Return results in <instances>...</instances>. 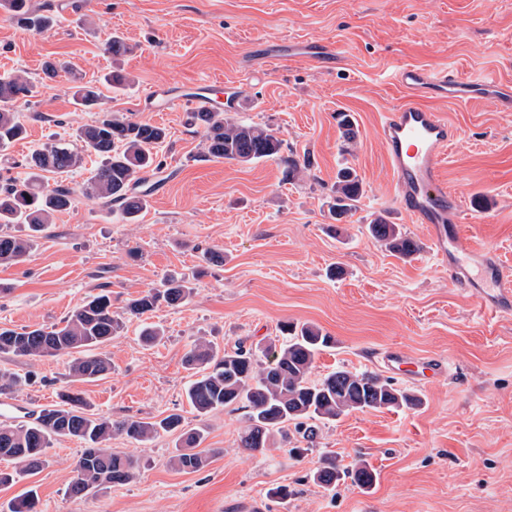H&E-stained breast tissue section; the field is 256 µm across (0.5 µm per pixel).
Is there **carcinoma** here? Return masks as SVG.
<instances>
[{"label": "carcinoma", "mask_w": 512, "mask_h": 512, "mask_svg": "<svg viewBox=\"0 0 512 512\" xmlns=\"http://www.w3.org/2000/svg\"><path fill=\"white\" fill-rule=\"evenodd\" d=\"M9 10L19 22L36 32L54 24L50 15H31L26 0H7ZM33 85L21 74L0 78V147L24 137L25 126L16 111L17 103L32 96ZM76 105L98 110L91 124L77 132L78 147L66 143L47 144L31 152L24 160L25 177L9 179L0 185V264H18L30 254L35 234L51 223L54 214L73 203L75 191L50 176L81 169L85 154L98 158L81 192L105 205H119L123 219L135 220L146 208L145 195L136 188L146 174L158 173L154 149L166 140V129L134 121L102 107L99 92L80 85L73 93ZM188 122L206 132L207 152L216 159L250 164L277 160L285 167V178L295 180L309 166L308 158L282 154L284 141L273 128L262 124H244L220 111L200 109L188 113ZM338 125L347 142L356 140L358 131L351 115L338 113ZM365 194L364 183L356 169L342 166L336 173L329 200V212L336 220L351 214ZM12 224L28 225L32 234L23 238L9 232ZM368 233L383 243L394 256L407 260L420 252L419 243L379 215L367 225ZM193 293L189 280L169 277L163 287L153 288L134 299L130 314L141 318L166 303L176 305ZM124 329L123 318L112 311L110 296L101 293L74 309L63 325L50 328L0 329V354L15 357H53L69 355L70 376L76 381L99 378L111 369L104 347ZM283 339H270L262 346L248 348L235 344L218 355L211 342L197 341L184 362L194 371L186 396L197 415L206 417L218 409L232 406L244 411L240 447L250 453L265 454L276 445V437L288 441V427L314 445L319 425L332 422L351 412L415 409L422 398L393 386L390 381L368 372L338 368L313 381L310 375L317 356L333 347L334 339L313 324L284 325ZM206 429L185 428L181 415L172 413L159 420L128 417L113 420L99 415L80 393L64 389L57 401L40 410L33 422L0 425V457L20 464L12 473L0 471V485L11 484L43 464L46 450L59 438H74L85 444L68 486L73 497H84L105 485H121L133 478L138 462L112 450V437L144 444L162 435H176V452L170 458L172 468L199 471L207 458L197 451ZM351 479L359 488H369L376 474L361 461L351 469H342L333 456L325 455L313 471L312 479L333 490L340 481ZM38 496L29 490L15 498L9 512H38Z\"/></svg>", "instance_id": "cac0c4a2"}]
</instances>
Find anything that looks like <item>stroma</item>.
<instances>
[{"mask_svg": "<svg viewBox=\"0 0 512 512\" xmlns=\"http://www.w3.org/2000/svg\"><path fill=\"white\" fill-rule=\"evenodd\" d=\"M53 16L36 33L0 5V75L20 73L35 86L17 111L25 139L0 148V178L25 175L22 161L55 140L71 141L96 112L74 105L75 85L99 88L106 108L166 127L160 173L142 189L148 206L136 223L101 200L78 194L56 213L26 261L0 265V328L50 327L92 297L109 291L113 311L166 277H191L194 293L177 307L159 306L151 321L161 341L147 344L142 323L127 316L107 346L112 369L75 381L64 356L0 355V372L28 381L12 392L5 420L23 424L68 387L114 420L181 414L207 430L197 472L169 464L174 439L111 446L139 459L135 477L82 498L67 488L82 443L58 440L45 464L13 485L0 486V512L27 490L39 512H512V315L485 310L448 279L423 225L390 202L393 179L379 126L384 112L406 100L396 68H452L512 87V0H27ZM121 37L128 52L112 61L104 47ZM340 45L342 57L320 69L297 55L273 67L259 50L288 38ZM60 61L55 80L45 60ZM120 65L131 83L104 80ZM201 79L234 86L235 120L270 126L284 151L308 156L302 179L287 182L274 160L237 164L209 157L205 131L186 122V109L150 110V88L187 89ZM433 108L460 137L442 173L465 201L484 196L466 233L512 269V111L485 101L436 100ZM355 119L358 138L345 144L337 113ZM356 168L365 195L334 221L327 201L337 169ZM421 244L402 260L368 235L376 215ZM216 249L220 264L202 261ZM311 323L336 340L315 361L313 378L344 368L368 371L421 395L414 410L353 412L322 428L302 457L288 447L267 455L239 446L243 414L229 409L198 417L185 397L191 379L183 360L198 338L217 348L279 336L284 322ZM391 349L445 370L423 381L383 361ZM341 466L366 461L371 488L345 482L326 491L312 479L323 454ZM288 487L287 501L270 496Z\"/></svg>", "mask_w": 512, "mask_h": 512, "instance_id": "35a3bbf8", "label": "stroma"}]
</instances>
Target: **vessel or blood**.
<instances>
[{
    "label": "vessel or blood",
    "instance_id": "b4317fda",
    "mask_svg": "<svg viewBox=\"0 0 512 512\" xmlns=\"http://www.w3.org/2000/svg\"><path fill=\"white\" fill-rule=\"evenodd\" d=\"M289 55L306 54L321 67L336 64L335 47L319 42L287 44ZM397 84L408 93V101L391 107L380 126L385 158L393 177L396 208L414 223L425 225L429 242L448 263V275L461 290L478 295L486 307L497 313L512 312V274L502 270L492 253L475 251L468 244L462 226L469 216L463 200L449 192L442 175V161L456 142L457 129L429 107L432 99H482L512 109V90L481 77L463 78L456 71L432 70L415 65L400 67ZM193 104L211 111L233 105L236 91L216 90L214 82L191 88ZM411 376L431 378L444 365L438 360L417 364L405 362L394 350L384 355Z\"/></svg>",
    "mask_w": 512,
    "mask_h": 512
}]
</instances>
